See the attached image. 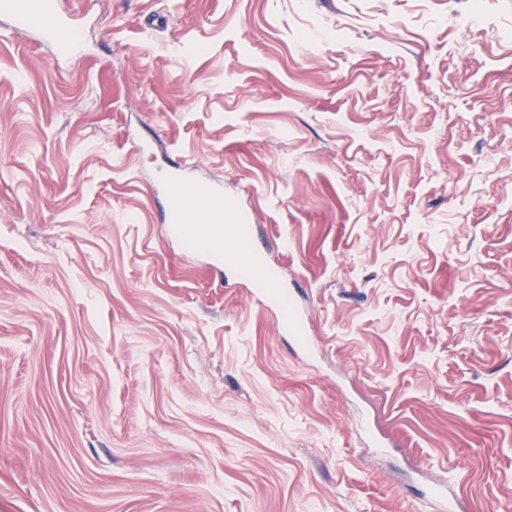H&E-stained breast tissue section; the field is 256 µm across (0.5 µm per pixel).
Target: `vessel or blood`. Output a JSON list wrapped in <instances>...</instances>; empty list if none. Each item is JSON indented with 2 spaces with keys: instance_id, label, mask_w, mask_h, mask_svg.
<instances>
[{
  "instance_id": "obj_1",
  "label": "vessel or blood",
  "mask_w": 512,
  "mask_h": 512,
  "mask_svg": "<svg viewBox=\"0 0 512 512\" xmlns=\"http://www.w3.org/2000/svg\"><path fill=\"white\" fill-rule=\"evenodd\" d=\"M0 15L11 20L14 31H34L54 46L67 44L69 54L84 49L71 15L60 11L59 0H0ZM158 182L167 201L166 226L194 225L195 237L225 275L243 278L251 301L279 314L282 335L297 337L311 310L299 305L298 290L283 281L269 252L255 246L249 213L225 199L223 184L197 181L189 165L178 161L162 170Z\"/></svg>"
}]
</instances>
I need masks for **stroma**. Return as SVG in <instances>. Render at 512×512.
<instances>
[{"label": "stroma", "instance_id": "obj_1", "mask_svg": "<svg viewBox=\"0 0 512 512\" xmlns=\"http://www.w3.org/2000/svg\"><path fill=\"white\" fill-rule=\"evenodd\" d=\"M60 7L89 55L0 16V512H411L410 463L512 512V0ZM174 156L310 358L167 236ZM190 169L173 160L158 178L167 201L165 228L170 231L179 224H197L195 238L224 269V282L229 283V275L241 276L249 285L245 288L250 300L263 310L278 313L281 334L295 339L310 320V308L298 304V290L283 281L269 252L255 246L250 214L224 199L221 182L197 181Z\"/></svg>", "mask_w": 512, "mask_h": 512}]
</instances>
